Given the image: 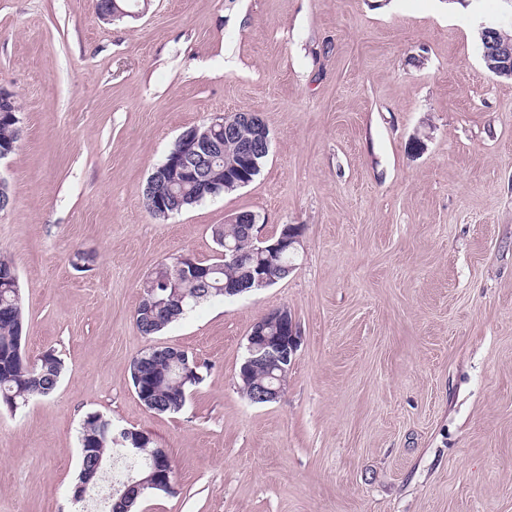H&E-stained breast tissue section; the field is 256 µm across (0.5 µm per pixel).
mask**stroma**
Instances as JSON below:
<instances>
[{
	"label": "stroma",
	"instance_id": "1",
	"mask_svg": "<svg viewBox=\"0 0 512 512\" xmlns=\"http://www.w3.org/2000/svg\"><path fill=\"white\" fill-rule=\"evenodd\" d=\"M0 0V90L22 137L0 176V253L23 349L63 362L53 396L0 408V512H75L79 430L98 412L173 465L138 512H512V80L478 31L506 0ZM255 112L269 155L247 186L167 220L143 191L177 137ZM241 211L303 229L289 277L142 335L158 264L218 256ZM95 261L74 268L76 250ZM301 336L281 398L238 385L269 311ZM203 366L183 409L139 400L132 359Z\"/></svg>",
	"mask_w": 512,
	"mask_h": 512
}]
</instances>
